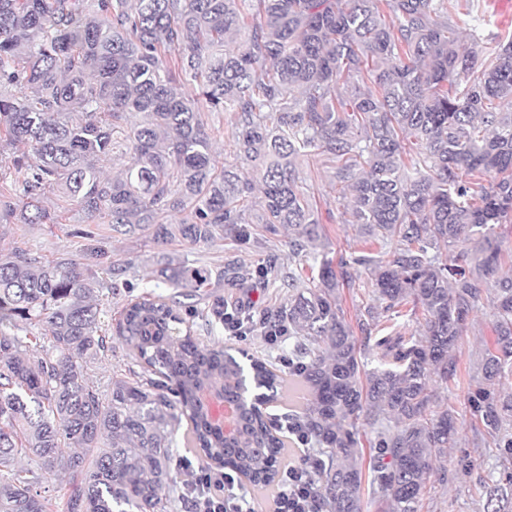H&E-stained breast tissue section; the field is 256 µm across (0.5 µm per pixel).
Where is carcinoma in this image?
<instances>
[{
  "instance_id": "cac0c4a2",
  "label": "carcinoma",
  "mask_w": 512,
  "mask_h": 512,
  "mask_svg": "<svg viewBox=\"0 0 512 512\" xmlns=\"http://www.w3.org/2000/svg\"><path fill=\"white\" fill-rule=\"evenodd\" d=\"M0 0V135L21 149L0 171V205L19 193L23 224H54L48 191L74 201L112 229L152 231L208 244L246 235L247 224L292 232L289 256L317 271L272 282L291 288L288 303L262 309V324L294 338L303 373L295 421L323 456L316 490L323 512H364L365 458L355 421L375 430L379 455L367 467L377 512H418L435 460L456 446L454 415L432 410L433 377L453 374L452 352L469 314L490 289L497 301L482 376L468 398L492 438L505 478L481 485L484 512H512V393L496 382L512 374V275L500 272V233L512 223V36L489 68L456 48L448 0ZM243 35L224 49L229 35ZM358 82L343 98L339 86ZM231 113L234 155L246 171L215 168L209 114ZM139 121L127 129L131 114ZM124 161L116 177L98 161ZM325 155L351 199L349 222L388 248L334 262L300 176L301 162ZM261 193L251 215V194ZM181 213L171 222V213ZM95 263L41 262L0 255V512H56L34 491L21 456L45 475L62 466L66 512H165L173 483L175 436L253 486L278 476L286 439L263 406L286 383L266 359L244 367L231 350L204 340L177 311L207 276L167 260L157 271L166 300L128 303L116 335L140 371L112 379L103 395L80 361L105 350L99 295L107 283ZM370 278L373 304L359 329L421 311L423 332L383 336L362 362L338 304L350 270ZM216 277L234 288L240 268ZM25 324L28 339L13 333ZM39 325L49 336L33 333ZM50 343L44 354L31 345ZM213 389L236 406L226 434L197 404ZM71 449L67 456L62 448Z\"/></svg>"
}]
</instances>
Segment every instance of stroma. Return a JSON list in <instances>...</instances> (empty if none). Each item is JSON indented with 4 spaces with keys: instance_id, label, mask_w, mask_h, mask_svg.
<instances>
[{
    "instance_id": "1",
    "label": "stroma",
    "mask_w": 512,
    "mask_h": 512,
    "mask_svg": "<svg viewBox=\"0 0 512 512\" xmlns=\"http://www.w3.org/2000/svg\"><path fill=\"white\" fill-rule=\"evenodd\" d=\"M448 21L458 30L460 45L475 52L476 70L490 62L489 50L496 42L512 36V8L500 6L499 0H458ZM302 175L310 188L317 209L323 242L332 257H350L379 251V244L366 242L356 225L347 223L346 207L336 193L333 169L323 161L303 164ZM45 203L54 208L53 224H23L9 216L0 217V254L23 252L42 261L60 257L81 258L84 248L104 250L112 263V292L102 293L101 319L106 328L115 327L127 300L170 296L171 290L156 279L155 271L168 259L184 262L192 269L212 272L197 308H205L221 297L226 303H242L250 311L279 304L288 296L287 289L268 283L259 273L269 261L288 263V232L266 231L257 226L253 236L242 240L217 238L208 245L192 246L175 239L164 245L154 244L145 233L119 234L109 225L88 223L76 205L64 202L58 194H48ZM237 262L244 274V285L231 288L215 279L224 264ZM496 315L493 297H483L469 315L455 350V374L449 380L434 379L436 409L452 410L462 426L457 447L448 449L439 464L445 469L444 481L428 484L420 512H482L484 500L478 492L480 482L498 478L500 469L495 448L490 445L482 424L475 422L467 402L475 387L481 351L492 335ZM136 363L130 349L115 336L109 337L108 349L84 366L89 380L108 392L113 377L127 375Z\"/></svg>"
}]
</instances>
